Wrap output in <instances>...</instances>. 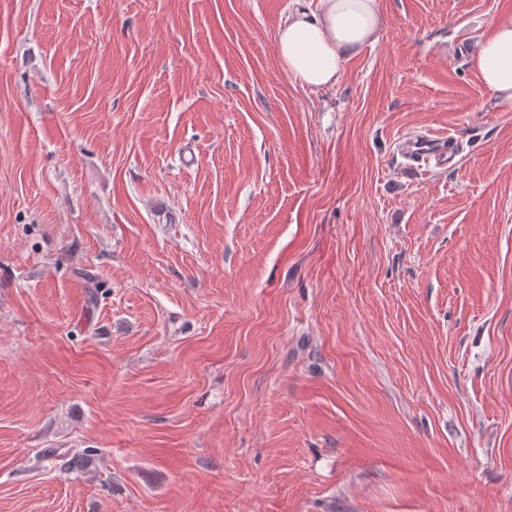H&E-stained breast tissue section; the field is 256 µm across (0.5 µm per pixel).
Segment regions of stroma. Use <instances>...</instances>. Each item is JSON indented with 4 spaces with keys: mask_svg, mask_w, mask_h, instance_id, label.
I'll use <instances>...</instances> for the list:
<instances>
[{
    "mask_svg": "<svg viewBox=\"0 0 512 512\" xmlns=\"http://www.w3.org/2000/svg\"><path fill=\"white\" fill-rule=\"evenodd\" d=\"M292 5L0 0V512H512V0ZM378 0H315L282 19L276 52L282 71L306 87H332L347 60L383 31ZM474 65L498 105L512 111V15H502L491 22L490 33L480 43ZM448 140L447 136L428 135L420 138L408 139L401 143V153L406 160V168H415V163L434 160L435 166L442 169H453L456 166L455 153L448 146L444 147Z\"/></svg>",
    "mask_w": 512,
    "mask_h": 512,
    "instance_id": "obj_1",
    "label": "stroma"
}]
</instances>
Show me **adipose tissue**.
Here are the masks:
<instances>
[{"instance_id":"obj_1","label":"adipose tissue","mask_w":512,"mask_h":512,"mask_svg":"<svg viewBox=\"0 0 512 512\" xmlns=\"http://www.w3.org/2000/svg\"><path fill=\"white\" fill-rule=\"evenodd\" d=\"M383 16L378 0H315L282 19L276 52L282 71L302 86L332 87L347 60L379 40ZM474 65L504 110L512 111V15L490 24Z\"/></svg>"}]
</instances>
